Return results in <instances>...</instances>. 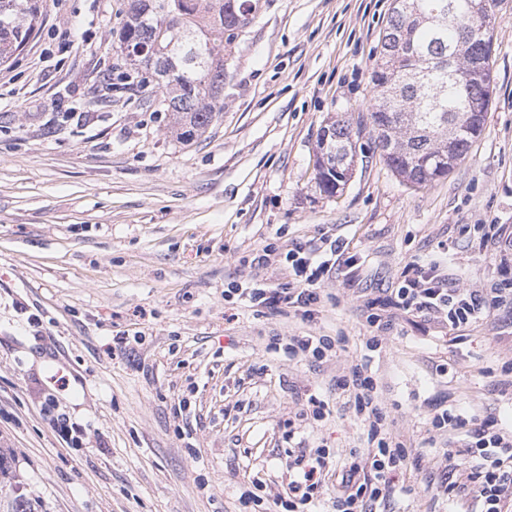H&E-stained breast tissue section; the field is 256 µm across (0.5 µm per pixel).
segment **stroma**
Returning a JSON list of instances; mask_svg holds the SVG:
<instances>
[{"mask_svg":"<svg viewBox=\"0 0 512 512\" xmlns=\"http://www.w3.org/2000/svg\"><path fill=\"white\" fill-rule=\"evenodd\" d=\"M393 0H262L226 58L224 107L190 144L122 78L128 0H46L35 37L0 65V450L36 512H242L258 479L285 491L289 452L361 447L335 362L291 359L272 337H347L358 307L415 258L450 260L470 288L498 277L466 224L512 225V0H499L484 131L445 178L416 187L369 134L342 191L312 182L327 118L368 111ZM329 235L360 267L335 274L308 322L225 301L231 282L286 281L265 245ZM502 312L445 345L443 318L397 316L370 365L421 469L394 476L385 512H451L433 484L444 443L423 445L429 400L512 421L497 386ZM449 364L455 375L442 374ZM323 421L295 417L309 395ZM186 412H179L181 400ZM80 426L79 444L60 419Z\"/></svg>","mask_w":512,"mask_h":512,"instance_id":"stroma-1","label":"stroma"}]
</instances>
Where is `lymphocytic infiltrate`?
Masks as SVG:
<instances>
[{
    "instance_id": "1",
    "label": "lymphocytic infiltrate",
    "mask_w": 512,
    "mask_h": 512,
    "mask_svg": "<svg viewBox=\"0 0 512 512\" xmlns=\"http://www.w3.org/2000/svg\"><path fill=\"white\" fill-rule=\"evenodd\" d=\"M255 261L264 268L286 267L287 282L271 287L253 283L238 288L249 306L287 311L312 320L321 301V284L332 273L353 276L359 261L346 254L339 238L321 236L318 242H297L287 252L266 245ZM512 309V279L503 278L489 288H465L450 278L438 263H408L403 283L386 300L364 303L362 314L372 334L366 351H376L383 332L393 326L390 310L404 314L444 315L460 344L459 329L486 320L494 311ZM342 336H292L282 349L289 357L324 363L340 359L334 385L347 397L364 436L363 450H349L343 469H336L333 453L318 447L303 448L288 460V494L265 502L261 483L241 493L243 503L266 506L268 512H310L328 484H335L334 512H373L393 495L392 476L419 468L421 459L409 452L396 430L395 415L383 401V389L363 356L341 359ZM447 436L445 478L439 493L456 502L462 512H512V428L495 418L467 414L455 404L436 403L430 413L427 443Z\"/></svg>"
}]
</instances>
